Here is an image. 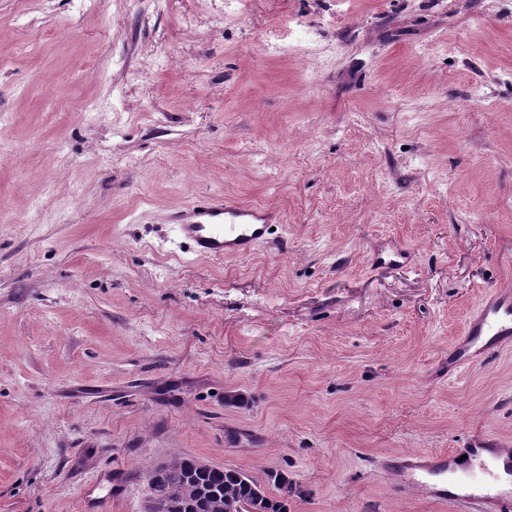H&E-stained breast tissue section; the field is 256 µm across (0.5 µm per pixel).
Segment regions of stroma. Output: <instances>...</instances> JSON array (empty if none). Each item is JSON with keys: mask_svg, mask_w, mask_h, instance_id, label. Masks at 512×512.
Here are the masks:
<instances>
[{"mask_svg": "<svg viewBox=\"0 0 512 512\" xmlns=\"http://www.w3.org/2000/svg\"><path fill=\"white\" fill-rule=\"evenodd\" d=\"M205 193L282 222L198 257ZM506 286L512 0H0V512H142L176 454L453 512L381 461L512 448V345L448 372Z\"/></svg>", "mask_w": 512, "mask_h": 512, "instance_id": "obj_1", "label": "stroma"}]
</instances>
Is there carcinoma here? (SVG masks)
<instances>
[{"label":"carcinoma","instance_id":"obj_1","mask_svg":"<svg viewBox=\"0 0 512 512\" xmlns=\"http://www.w3.org/2000/svg\"><path fill=\"white\" fill-rule=\"evenodd\" d=\"M268 479L278 496L267 494L257 479L229 467H214L207 472L196 468V458L178 455L170 459L150 493L169 501L170 512H249L257 506L263 512H288V495L293 485L281 473L270 472Z\"/></svg>","mask_w":512,"mask_h":512}]
</instances>
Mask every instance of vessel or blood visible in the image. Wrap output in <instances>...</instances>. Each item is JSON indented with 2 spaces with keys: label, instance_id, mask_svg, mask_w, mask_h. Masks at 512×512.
Here are the masks:
<instances>
[{
  "label": "vessel or blood",
  "instance_id": "b4317fda",
  "mask_svg": "<svg viewBox=\"0 0 512 512\" xmlns=\"http://www.w3.org/2000/svg\"><path fill=\"white\" fill-rule=\"evenodd\" d=\"M173 220L178 238L195 254L221 258L250 255L280 216L263 206L205 196L176 210ZM511 343L512 290L497 289L469 315L448 371L459 372ZM382 466L399 485L429 500L469 504L474 512H512V448L478 440L462 454L390 455Z\"/></svg>",
  "mask_w": 512,
  "mask_h": 512
}]
</instances>
